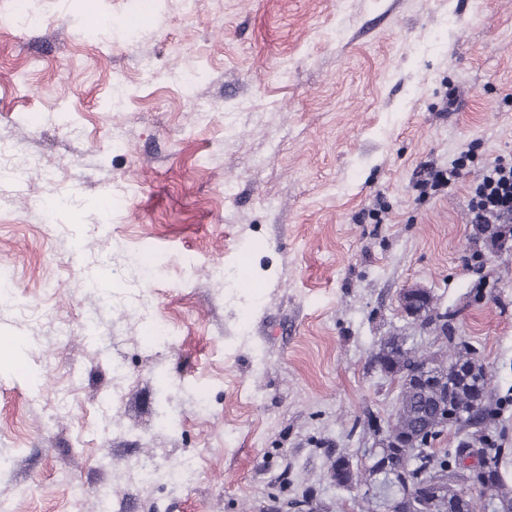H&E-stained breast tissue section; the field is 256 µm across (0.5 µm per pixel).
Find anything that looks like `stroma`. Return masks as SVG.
I'll list each match as a JSON object with an SVG mask.
<instances>
[{
    "label": "stroma",
    "mask_w": 512,
    "mask_h": 512,
    "mask_svg": "<svg viewBox=\"0 0 512 512\" xmlns=\"http://www.w3.org/2000/svg\"><path fill=\"white\" fill-rule=\"evenodd\" d=\"M35 9L39 29L0 30V139L28 134L56 169L54 182L32 178L35 206L0 187V259L35 310L0 307V338L13 343L0 362V456L13 462L0 501L99 512L108 486L112 512H289L305 493L318 512H355L358 491L336 487L330 469L337 450L372 445L367 418L397 407V382L372 360L378 341L433 344L401 308L409 288L455 312L452 334L477 348L512 432V240L485 251L467 207L469 184L512 155V0ZM99 14L133 19L137 36L101 44ZM188 66L204 73L196 113L179 82ZM117 75L130 86L122 112L108 109ZM115 134L128 154L109 152ZM471 144L460 182L420 196L423 167ZM73 186L81 206L41 223L39 204ZM135 251L168 258L146 321L96 295L128 294ZM225 267L256 290L223 287ZM156 320L171 324L172 346L151 345ZM167 397L181 425L160 432ZM146 455L192 460L194 475L130 481Z\"/></svg>",
    "instance_id": "1"
}]
</instances>
